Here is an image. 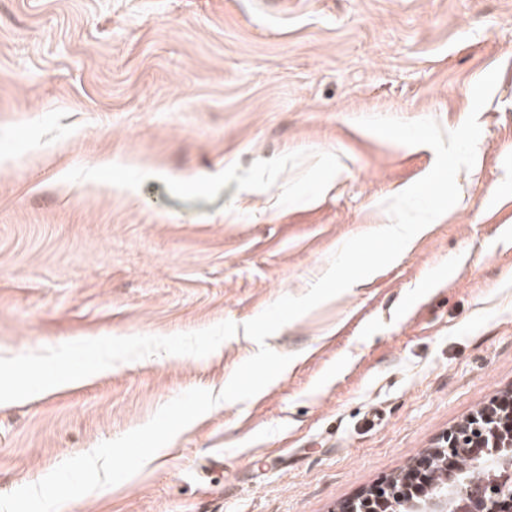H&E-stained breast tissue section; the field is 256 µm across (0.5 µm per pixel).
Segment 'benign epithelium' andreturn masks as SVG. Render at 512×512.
<instances>
[{
	"instance_id": "benign-epithelium-1",
	"label": "benign epithelium",
	"mask_w": 512,
	"mask_h": 512,
	"mask_svg": "<svg viewBox=\"0 0 512 512\" xmlns=\"http://www.w3.org/2000/svg\"><path fill=\"white\" fill-rule=\"evenodd\" d=\"M512 391L448 429L437 446L339 512H512Z\"/></svg>"
}]
</instances>
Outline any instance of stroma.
<instances>
[{"mask_svg":"<svg viewBox=\"0 0 512 512\" xmlns=\"http://www.w3.org/2000/svg\"><path fill=\"white\" fill-rule=\"evenodd\" d=\"M496 67L457 204L268 337L260 393L61 512H337L512 390V0H0V495L220 392L244 323L432 169L358 118L453 130Z\"/></svg>","mask_w":512,"mask_h":512,"instance_id":"35a3bbf8","label":"stroma"}]
</instances>
